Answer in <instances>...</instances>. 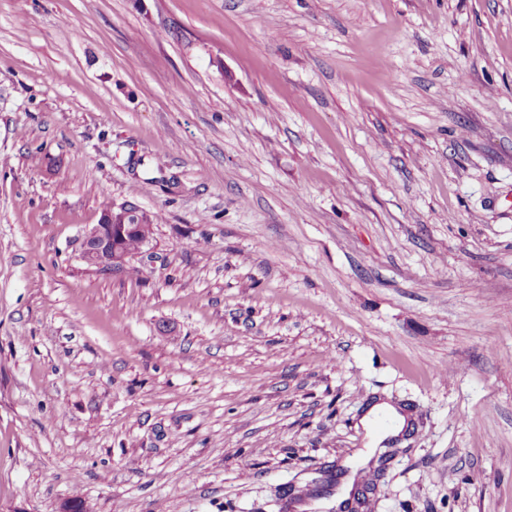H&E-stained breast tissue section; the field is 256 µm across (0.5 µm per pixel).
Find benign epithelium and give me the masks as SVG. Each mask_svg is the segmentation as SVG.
Instances as JSON below:
<instances>
[{"instance_id": "7a95c632", "label": "benign epithelium", "mask_w": 512, "mask_h": 512, "mask_svg": "<svg viewBox=\"0 0 512 512\" xmlns=\"http://www.w3.org/2000/svg\"><path fill=\"white\" fill-rule=\"evenodd\" d=\"M139 225L140 212L130 206H118L105 210L99 223L87 229L80 247V257L90 267L115 269L130 263V256L112 245V225Z\"/></svg>"}]
</instances>
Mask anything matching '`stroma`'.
Masks as SVG:
<instances>
[{"mask_svg":"<svg viewBox=\"0 0 512 512\" xmlns=\"http://www.w3.org/2000/svg\"><path fill=\"white\" fill-rule=\"evenodd\" d=\"M106 200L139 276L79 257ZM344 470L512 512V0H0V512ZM380 417H387L390 419L391 424L386 429V433L380 436V438L376 441L375 444L380 443L386 436L390 434H396L399 432L404 426L405 420L403 416H401L393 406L388 404L387 402H378L373 404L365 415L361 418V422L365 427L369 430L372 428L376 420Z\"/></svg>","mask_w":512,"mask_h":512,"instance_id":"1","label":"stroma"}]
</instances>
